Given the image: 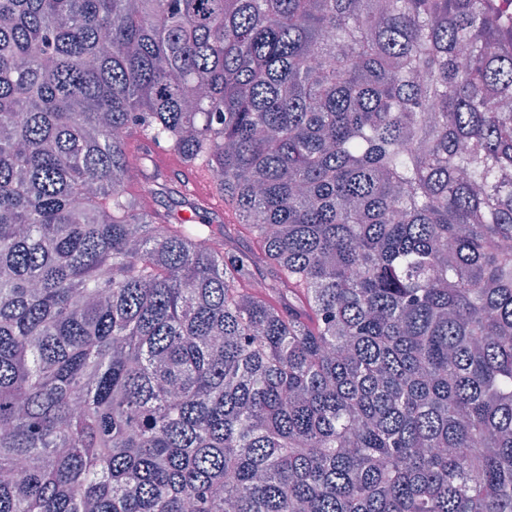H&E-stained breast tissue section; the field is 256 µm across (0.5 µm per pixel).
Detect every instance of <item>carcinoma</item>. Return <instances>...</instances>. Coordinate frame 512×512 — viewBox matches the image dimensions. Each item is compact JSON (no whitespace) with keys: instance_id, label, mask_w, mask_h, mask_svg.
Wrapping results in <instances>:
<instances>
[{"instance_id":"obj_1","label":"carcinoma","mask_w":512,"mask_h":512,"mask_svg":"<svg viewBox=\"0 0 512 512\" xmlns=\"http://www.w3.org/2000/svg\"><path fill=\"white\" fill-rule=\"evenodd\" d=\"M510 240L501 0H0V512H512Z\"/></svg>"}]
</instances>
